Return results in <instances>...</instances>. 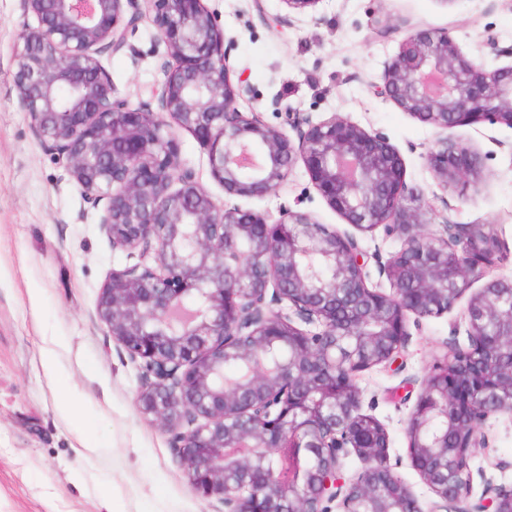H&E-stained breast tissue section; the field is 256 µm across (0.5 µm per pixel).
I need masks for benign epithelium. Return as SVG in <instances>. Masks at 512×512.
Returning a JSON list of instances; mask_svg holds the SVG:
<instances>
[{"instance_id":"benign-epithelium-1","label":"benign epithelium","mask_w":512,"mask_h":512,"mask_svg":"<svg viewBox=\"0 0 512 512\" xmlns=\"http://www.w3.org/2000/svg\"><path fill=\"white\" fill-rule=\"evenodd\" d=\"M37 25L22 30L13 79L43 150L77 183L98 212L112 249L139 261L114 270L101 288L96 317L140 361L137 403L169 437V448L218 512H353L357 483L375 496L368 512H423L411 488L393 475L389 435L362 412L361 373L392 364L409 343V315L453 308L471 280L486 276L497 238L476 224H456L450 205L426 223L422 197L405 180L400 152L380 133L332 115L314 122L285 109L284 126L257 109L243 112L244 80L233 83L232 40L204 0H25ZM146 18L172 59L152 101L136 106L115 93L101 62L129 46ZM72 91L64 101L61 89ZM373 93L421 122L448 132L483 123L512 128V62L486 68L467 58L446 31L419 29L386 61ZM208 150L210 174L230 197L276 192L303 164L314 188L345 223L362 232L384 228L401 239L389 258L375 259L392 293L368 286L367 254L356 235L330 231L287 207L276 220L215 203L184 166L172 126ZM439 182L479 173L478 158L450 136L427 153ZM352 300L347 322L336 297ZM467 360L462 387L484 397L512 393V371L482 384L477 360L487 330L512 352V281L489 279L466 307ZM350 386L328 388L336 360ZM249 367L224 388V364ZM503 404L458 406L448 376L437 369L420 382L406 423L412 463L435 500L429 512H512V487L485 481L472 495L471 455L489 447L483 431ZM442 419L448 434L430 430ZM314 453L316 464L287 479L264 467L258 450ZM354 453L363 469L342 474Z\"/></svg>"}]
</instances>
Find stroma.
Here are the masks:
<instances>
[{"label":"stroma","instance_id":"1","mask_svg":"<svg viewBox=\"0 0 512 512\" xmlns=\"http://www.w3.org/2000/svg\"><path fill=\"white\" fill-rule=\"evenodd\" d=\"M233 40L231 62L249 90L241 110L257 108L282 125L284 106L313 121L340 114L388 138L400 152L409 186L429 204L448 199L460 224H483L500 241L490 276L512 280V128L480 124L453 130L478 154V177L445 186L427 153L440 129L377 97L370 82L406 37L419 29L449 31L462 52L488 67L504 65L512 45V0H320L305 15L283 0H205ZM23 0H0V512H216L174 460L160 426L136 405L141 369L95 315L112 270L129 264L112 250L81 188L41 148L13 84L23 28L35 26ZM128 49L103 55L116 92L132 104L149 100L166 62L152 22L142 23ZM181 158L216 202L223 187L210 175L208 152L176 130ZM239 206L278 218L281 207L310 213L328 229L345 224L296 166L281 188ZM466 299L438 317L410 318L411 339L398 364L362 373L365 413L385 425L396 474L421 506L433 499L413 467L405 422L416 396L409 379L432 371L447 343L465 341ZM53 373H46L45 359ZM79 397L60 409L64 388ZM489 445L473 468L512 486V416L490 419ZM508 469H498V462Z\"/></svg>","mask_w":512,"mask_h":512}]
</instances>
